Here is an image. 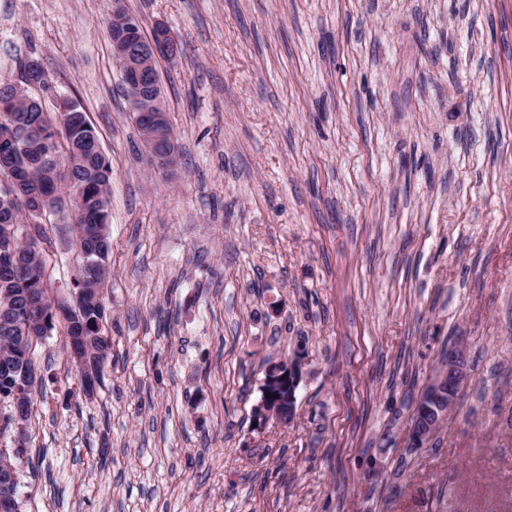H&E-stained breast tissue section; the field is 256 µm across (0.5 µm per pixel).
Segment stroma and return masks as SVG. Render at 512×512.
I'll use <instances>...</instances> for the list:
<instances>
[{"instance_id":"35a3bbf8","label":"stroma","mask_w":512,"mask_h":512,"mask_svg":"<svg viewBox=\"0 0 512 512\" xmlns=\"http://www.w3.org/2000/svg\"><path fill=\"white\" fill-rule=\"evenodd\" d=\"M180 146L151 170L112 0H0V82L42 60L112 169L110 355L93 396L64 329L39 381L20 512H512V0H124ZM70 210L42 252L75 302ZM470 375L418 450L449 343ZM299 358L291 423L254 424ZM113 4L114 5L112 8V13H115L116 10L123 9L121 0H114ZM129 16H131L132 19L135 20V22L139 23L141 28L139 27V25L132 24L131 19H129L127 17V14L125 13L124 9L122 11L118 12L115 16H113V17L111 16V18L108 21L109 35H110V39L112 42V56L117 64V66L119 67L120 72H122V64H123L124 68L126 67V65L124 64L123 60L120 62L118 54L116 53V51L114 49L113 40L115 41V39H116V32L117 31L127 32L132 36V38L138 37L139 36L138 34L143 32L142 31L143 30L142 21L138 17L133 16L131 14H129ZM112 38H113V40H112ZM154 32L152 34V37L147 38L145 36L142 43L137 47L136 54L137 60L140 62V66L145 68L149 66L156 65L157 59H159V56L161 55H170V53L167 50H162L159 48V52L161 55L157 52V44L163 45L164 43H172L174 45V53L175 54L178 51V46L175 43L176 41L171 38L169 32L167 29L161 25H156L153 29ZM154 55L156 56V61L154 59Z\"/></svg>"}]
</instances>
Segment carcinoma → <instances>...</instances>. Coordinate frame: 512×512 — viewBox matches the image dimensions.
Here are the masks:
<instances>
[{"label": "carcinoma", "mask_w": 512, "mask_h": 512, "mask_svg": "<svg viewBox=\"0 0 512 512\" xmlns=\"http://www.w3.org/2000/svg\"><path fill=\"white\" fill-rule=\"evenodd\" d=\"M108 29L113 39L118 31L134 38L141 33L123 10L109 19ZM32 61L29 57L20 63L19 81L0 84V114H10L8 120L0 118V225L36 224L39 234L15 244L24 262L21 273L0 261V289H7L16 320L37 323L46 316L49 331L61 321L66 324V337L81 330L91 336L106 321V308L82 289L97 288L109 276L105 229L110 216L111 168L95 149L99 138L77 101H63L59 112H44L30 102L26 75ZM13 177L19 180V192L5 203L6 185ZM73 188L79 191L72 208L73 223L84 230L82 246L93 264L79 267L74 278L76 305L66 307V317L60 320L50 314L53 294L41 253V245L48 240L47 223L30 210L29 202L40 200L60 211Z\"/></svg>", "instance_id": "1"}]
</instances>
